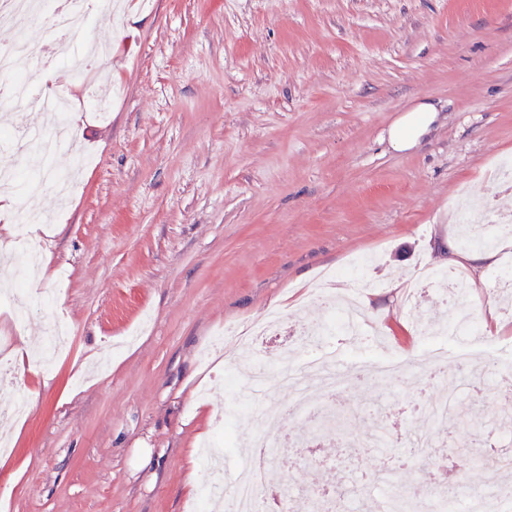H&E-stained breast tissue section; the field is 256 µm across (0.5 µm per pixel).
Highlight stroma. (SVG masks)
I'll return each instance as SVG.
<instances>
[{
  "label": "stroma",
  "mask_w": 512,
  "mask_h": 512,
  "mask_svg": "<svg viewBox=\"0 0 512 512\" xmlns=\"http://www.w3.org/2000/svg\"><path fill=\"white\" fill-rule=\"evenodd\" d=\"M115 16L90 15L60 62L90 42L111 57L78 79L106 92L109 112L81 95L89 118L53 166L72 192L35 184L39 165L0 147V167L36 185L50 220L38 241L47 277L42 309L16 319L0 290V403L24 395L26 418L0 465L7 512H192L188 474L205 485L198 441L239 397L291 404L287 389L243 391L236 371L259 358L271 371L304 356L303 327L329 317L313 289L324 273L353 288L362 261L371 300L356 335L324 336L347 365L334 408L347 423L318 428L325 408L310 396V444L289 448L292 467L267 469L273 490L301 492L295 512L341 495V480L395 483L450 497L512 480V315L495 268L466 272L463 307L482 317L475 338L446 335L448 364L434 370L419 327L393 280L411 284L440 268L432 246L446 235L468 251L458 214L468 201L512 215V191L494 173L512 158V0H115ZM136 29H129L130 17ZM436 102L447 122L409 152L390 151L401 111ZM276 313L260 351L233 356L216 336ZM71 327L69 351L51 371H17L11 352L48 321ZM494 377L470 383L461 402L485 417L478 429L429 423L423 410L446 389L460 356ZM406 361L393 380L385 359ZM429 436L425 469L408 442ZM388 440L377 474L374 435ZM467 441L474 462L460 464Z\"/></svg>",
  "instance_id": "35a3bbf8"
}]
</instances>
